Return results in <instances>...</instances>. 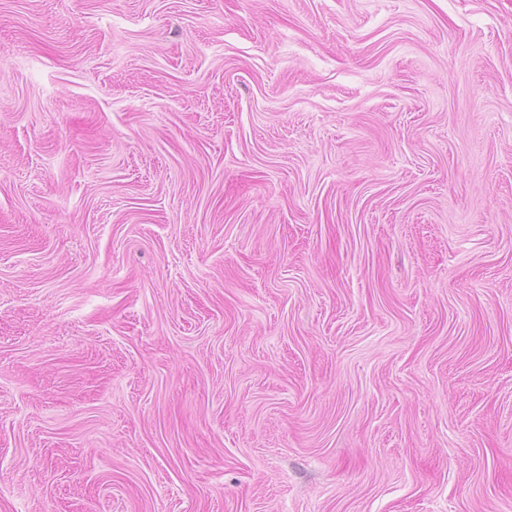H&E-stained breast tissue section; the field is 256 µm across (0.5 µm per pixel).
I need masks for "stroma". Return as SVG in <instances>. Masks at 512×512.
<instances>
[{"instance_id":"35a3bbf8","label":"stroma","mask_w":512,"mask_h":512,"mask_svg":"<svg viewBox=\"0 0 512 512\" xmlns=\"http://www.w3.org/2000/svg\"><path fill=\"white\" fill-rule=\"evenodd\" d=\"M0 512H512V0H0Z\"/></svg>"}]
</instances>
